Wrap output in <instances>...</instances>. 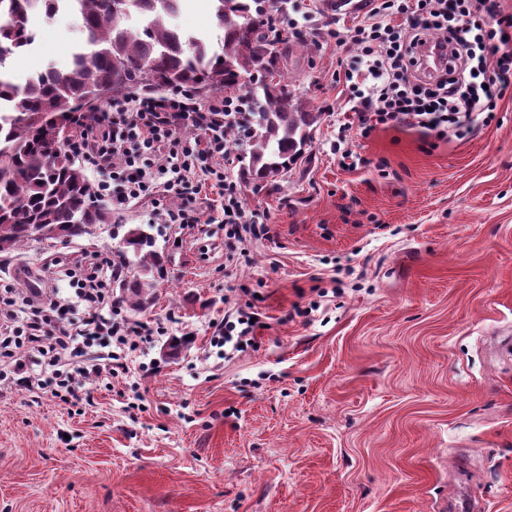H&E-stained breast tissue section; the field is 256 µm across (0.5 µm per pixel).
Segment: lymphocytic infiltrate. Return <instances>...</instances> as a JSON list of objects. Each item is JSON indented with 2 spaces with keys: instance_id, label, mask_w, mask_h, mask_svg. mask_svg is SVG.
Returning a JSON list of instances; mask_svg holds the SVG:
<instances>
[{
  "instance_id": "f902f5d3",
  "label": "lymphocytic infiltrate",
  "mask_w": 512,
  "mask_h": 512,
  "mask_svg": "<svg viewBox=\"0 0 512 512\" xmlns=\"http://www.w3.org/2000/svg\"><path fill=\"white\" fill-rule=\"evenodd\" d=\"M364 23L330 30L345 52L340 61L349 107L338 119L336 153L353 161L345 143L351 132L367 137L378 127H410L438 138L473 133L483 113L494 112L512 86V19L498 16L496 0H370ZM447 47L450 65L423 75L418 49ZM241 96L200 100L181 92L113 97L97 120L67 149L87 161L98 195L115 209L151 200L161 224L187 228L199 223L193 206L203 186L217 189L224 203L228 259L246 254L247 242L269 237L244 205L238 182L224 167L235 143L224 134L233 124L246 137ZM80 310L66 315L57 289L17 298L0 295V381L21 386L34 398L66 405L81 401L78 382L98 383L127 375L128 359L161 323L130 320L114 298L112 280L121 268L113 259H78ZM250 302L235 300L210 339L212 346L244 351L255 344ZM101 353L91 355L93 345Z\"/></svg>"
}]
</instances>
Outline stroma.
<instances>
[{
	"label": "stroma",
	"mask_w": 512,
	"mask_h": 512,
	"mask_svg": "<svg viewBox=\"0 0 512 512\" xmlns=\"http://www.w3.org/2000/svg\"><path fill=\"white\" fill-rule=\"evenodd\" d=\"M305 48L284 66L320 115L291 171L245 206L271 225L248 262H226L215 190L201 222L157 226L166 270L136 320L167 323L128 376L90 389L82 411L21 389L0 395V512H512V89L490 124L442 140L407 127L351 134L334 150L347 90L323 32L366 21L369 0H293ZM179 26L223 35L211 0H183ZM34 75L69 60L73 15L36 13ZM130 202L97 234L0 254V293L51 282L74 298L73 257H108ZM256 345L221 359L209 340L240 289Z\"/></svg>",
	"instance_id": "stroma-1"
}]
</instances>
